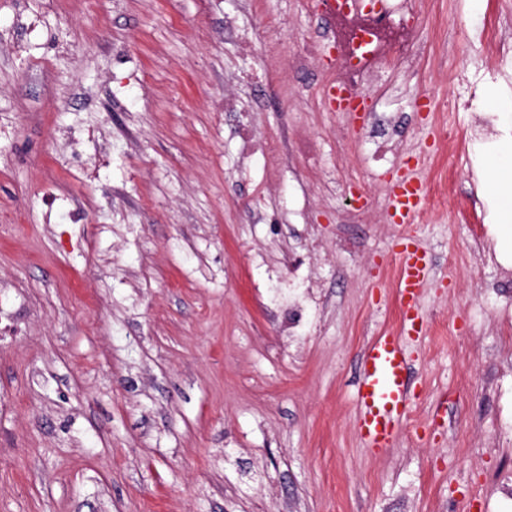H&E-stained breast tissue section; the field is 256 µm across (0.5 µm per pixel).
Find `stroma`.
Instances as JSON below:
<instances>
[{
    "instance_id": "1",
    "label": "stroma",
    "mask_w": 512,
    "mask_h": 512,
    "mask_svg": "<svg viewBox=\"0 0 512 512\" xmlns=\"http://www.w3.org/2000/svg\"><path fill=\"white\" fill-rule=\"evenodd\" d=\"M405 17L415 55L354 123L289 65L336 35L299 0H0V512H512V254L479 192L512 137V53L486 51L512 0ZM413 169L450 192L401 227L386 186ZM408 236L428 331L375 454L359 356L399 327Z\"/></svg>"
}]
</instances>
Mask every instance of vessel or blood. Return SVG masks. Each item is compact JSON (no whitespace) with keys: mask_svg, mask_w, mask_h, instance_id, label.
I'll use <instances>...</instances> for the list:
<instances>
[{"mask_svg":"<svg viewBox=\"0 0 512 512\" xmlns=\"http://www.w3.org/2000/svg\"><path fill=\"white\" fill-rule=\"evenodd\" d=\"M321 104L327 112L357 114L365 104L346 90L326 83L321 89ZM425 184L418 175L393 183L388 189L391 217L405 226L415 223L425 204ZM398 265L396 282L401 301L400 327L375 336L360 362L356 388L358 427L366 446L376 453L391 448L411 409L412 364L404 348L407 336L422 335L425 322L418 307L427 286L429 253L419 243L403 244L395 253Z\"/></svg>","mask_w":512,"mask_h":512,"instance_id":"1","label":"vessel or blood"}]
</instances>
